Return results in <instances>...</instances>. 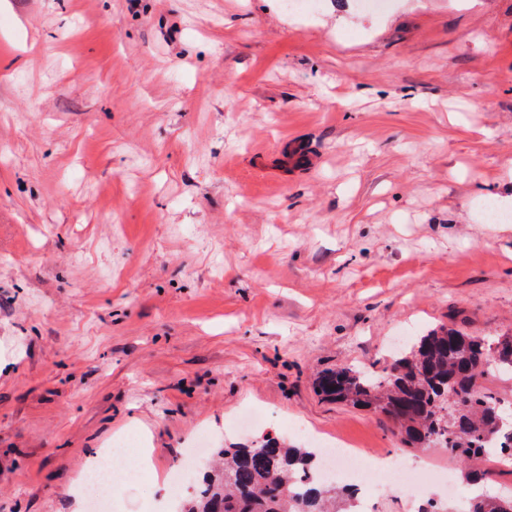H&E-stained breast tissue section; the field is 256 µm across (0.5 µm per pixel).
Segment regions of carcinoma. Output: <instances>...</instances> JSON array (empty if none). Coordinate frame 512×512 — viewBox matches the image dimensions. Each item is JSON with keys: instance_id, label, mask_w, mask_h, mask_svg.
<instances>
[{"instance_id": "obj_1", "label": "carcinoma", "mask_w": 512, "mask_h": 512, "mask_svg": "<svg viewBox=\"0 0 512 512\" xmlns=\"http://www.w3.org/2000/svg\"><path fill=\"white\" fill-rule=\"evenodd\" d=\"M498 373L512 377V334L488 343L440 327L402 345L383 375L350 366L318 372V393L337 403L384 414L410 448L439 444L463 463L493 454L512 455V421L486 389L489 353ZM180 512H356L355 492L318 477L317 448L274 437L217 451Z\"/></svg>"}]
</instances>
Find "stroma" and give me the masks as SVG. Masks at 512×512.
<instances>
[{"mask_svg": "<svg viewBox=\"0 0 512 512\" xmlns=\"http://www.w3.org/2000/svg\"><path fill=\"white\" fill-rule=\"evenodd\" d=\"M510 186L512 0H0V512H71L119 437L156 512L197 434L297 424L468 493L314 378L512 332Z\"/></svg>", "mask_w": 512, "mask_h": 512, "instance_id": "obj_1", "label": "stroma"}]
</instances>
